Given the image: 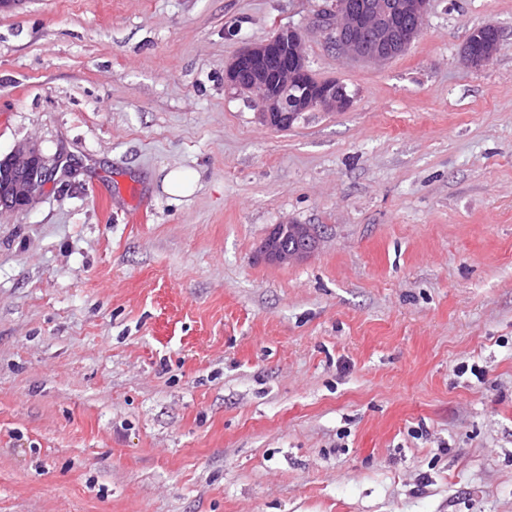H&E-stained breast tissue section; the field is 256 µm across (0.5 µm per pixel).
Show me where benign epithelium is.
Here are the masks:
<instances>
[{
	"label": "benign epithelium",
	"instance_id": "obj_1",
	"mask_svg": "<svg viewBox=\"0 0 512 512\" xmlns=\"http://www.w3.org/2000/svg\"><path fill=\"white\" fill-rule=\"evenodd\" d=\"M430 0H334L328 11L325 30L336 49L364 61H387L404 54L419 36L421 22ZM499 35L491 26H477L468 35L462 52L475 68L487 63L499 50ZM224 83L241 90L260 104L258 120L268 128L288 130L307 112H346L354 102L347 86L336 80H316L301 48V34L282 29L268 39L253 42L235 56L224 69ZM13 179L0 184V208L17 210L36 194L32 174L38 184H47L53 175L41 155L31 147H21L9 155ZM8 191L13 201L1 195ZM293 235L287 247L283 240ZM317 231L309 224L281 223L263 240L260 254L276 264H292L308 258L318 247Z\"/></svg>",
	"mask_w": 512,
	"mask_h": 512
}]
</instances>
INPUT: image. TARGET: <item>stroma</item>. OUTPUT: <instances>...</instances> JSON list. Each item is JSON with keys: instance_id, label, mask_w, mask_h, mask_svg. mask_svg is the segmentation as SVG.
Wrapping results in <instances>:
<instances>
[{"instance_id": "obj_1", "label": "stroma", "mask_w": 512, "mask_h": 512, "mask_svg": "<svg viewBox=\"0 0 512 512\" xmlns=\"http://www.w3.org/2000/svg\"><path fill=\"white\" fill-rule=\"evenodd\" d=\"M330 5L0 8V159L60 163L0 213V512H512V0L383 63ZM288 28L355 100L278 131L224 67ZM499 35L491 26H477L468 35L462 52L467 61L475 68L482 67L499 50ZM195 182L179 170L170 171L163 179L164 190L173 197H184L192 193ZM277 225L281 227L278 228ZM277 225L261 243L260 254L265 260L276 264H292L308 258L317 249L319 237L311 225L294 224L292 221ZM288 231L295 240L292 246L290 245L293 239L288 235ZM286 236H288L286 239L288 246L283 243Z\"/></svg>"}]
</instances>
